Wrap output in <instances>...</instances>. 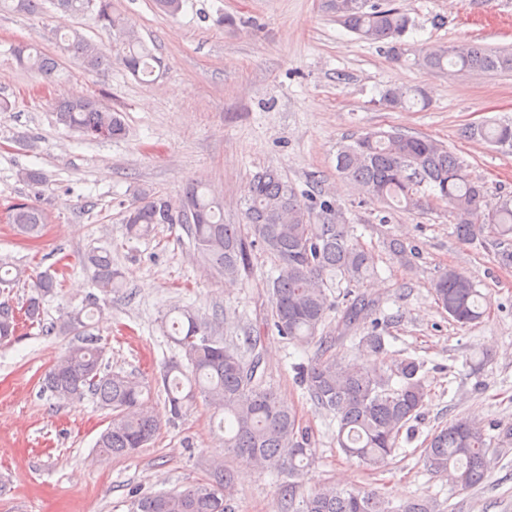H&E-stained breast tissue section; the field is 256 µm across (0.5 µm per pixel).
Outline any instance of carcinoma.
<instances>
[{
	"label": "carcinoma",
	"instance_id": "obj_1",
	"mask_svg": "<svg viewBox=\"0 0 512 512\" xmlns=\"http://www.w3.org/2000/svg\"><path fill=\"white\" fill-rule=\"evenodd\" d=\"M50 3L56 10L87 17L123 45V67L134 76L154 73L153 51L135 26L114 5V0H0V11L34 15ZM324 8L340 25L372 43H395L410 27L411 17L390 4L370 0H324ZM64 51L87 72L112 68V55L78 33L67 38ZM16 59L51 85L59 72L57 60L29 45L13 47ZM421 63L434 71L475 74L512 72V53L488 50L468 41L448 47H428ZM386 101L403 108L423 101L422 92L393 88ZM58 121L86 140L125 136L122 113L104 105L96 94L56 102ZM476 133L501 147H512V125L482 126ZM337 169L364 197L419 211L431 202H442L456 214L455 234L470 241L488 228L495 234L499 258L512 264V196L491 206L483 183L472 179L463 161L442 142L400 130L369 129L343 144L337 152ZM7 223L27 238H38L48 217L36 203L17 202L6 215ZM242 224L224 223L221 201L201 182L190 184L174 198L151 193L136 198L124 217L126 237H147L157 224H179L208 270L234 282L252 266V247L273 260L277 276L270 283V324L289 341L315 343L327 350L331 341L325 328L336 309L332 300L336 279L353 286L373 271L372 257L356 242L354 225L335 205L312 193L297 192L273 167L257 172L248 188ZM84 263L94 269V284L104 294L122 287L121 272L112 268L105 251H92ZM60 286L55 274L40 273L35 295L25 306V319L41 322L42 299ZM436 299L454 321L472 324L483 316L486 297L463 272L450 269L434 282ZM373 303L357 296L346 305L343 324L365 320ZM18 319L8 306L0 307V343L16 335ZM83 311L64 313L56 326L78 337L65 355L45 374L43 389L58 401L91 394L110 411L107 428L96 447L105 458L127 456L144 448L159 425L158 414L143 398V387L134 378L108 368L104 348L86 334ZM163 332L179 350L161 373L168 412L183 417L202 399L214 415L222 416L224 454L261 469L288 466L297 472L312 459L298 427L296 414L264 384L257 352L261 331L252 330L244 345L216 335L211 324L190 309L173 308L161 321ZM357 346L369 350L367 359L379 358L386 348L378 330L360 337ZM422 364L411 357L392 366L369 367L343 354L323 357L306 372L303 381L311 397L338 422L336 443L349 458L369 470L388 465L399 449L403 430L409 429L426 404L428 389L419 376ZM430 470L463 489L476 487L491 469L488 444L482 429L465 416L435 431L425 448ZM233 475L216 468L213 478L182 491L169 490L136 495L129 512H231ZM284 512H435L432 500L392 502L372 491L323 485L311 492L290 483L283 494Z\"/></svg>",
	"mask_w": 512,
	"mask_h": 512
}]
</instances>
